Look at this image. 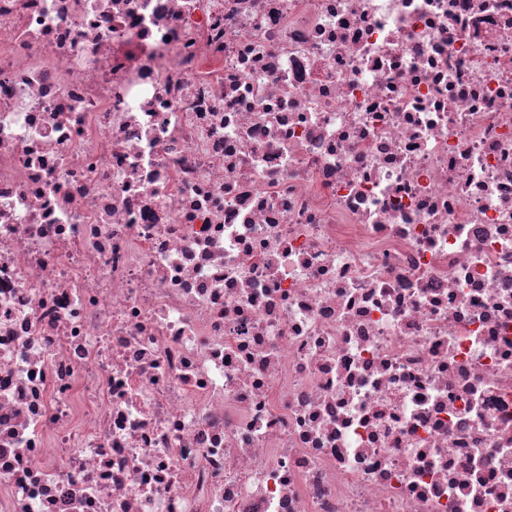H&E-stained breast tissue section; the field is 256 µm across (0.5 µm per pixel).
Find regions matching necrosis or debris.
Here are the masks:
<instances>
[{
  "label": "necrosis or debris",
  "instance_id": "obj_1",
  "mask_svg": "<svg viewBox=\"0 0 512 512\" xmlns=\"http://www.w3.org/2000/svg\"><path fill=\"white\" fill-rule=\"evenodd\" d=\"M0 512H512V0H0Z\"/></svg>",
  "mask_w": 512,
  "mask_h": 512
}]
</instances>
